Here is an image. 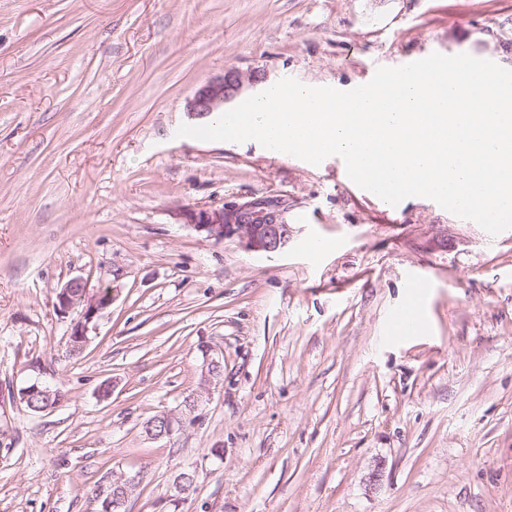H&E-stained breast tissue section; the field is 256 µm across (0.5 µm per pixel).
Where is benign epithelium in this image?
Returning a JSON list of instances; mask_svg holds the SVG:
<instances>
[{"instance_id":"1","label":"benign epithelium","mask_w":512,"mask_h":512,"mask_svg":"<svg viewBox=\"0 0 512 512\" xmlns=\"http://www.w3.org/2000/svg\"><path fill=\"white\" fill-rule=\"evenodd\" d=\"M260 80L257 74L244 78L236 71H228L200 87L188 103L189 114L197 118L210 117L224 111V106L238 97L246 84ZM283 201L274 196L255 197L244 203L226 202L212 209L183 211L188 225L198 231H204L209 237L221 241L234 236L249 250L275 253L283 250L294 236V228L286 222ZM84 304L82 320L76 322L71 330L75 341L69 344L72 355L81 353L87 342L88 325L99 310L112 303V292H99L93 298L86 297V285L80 279L66 283L57 296V307L65 312L75 305ZM175 420L168 414L158 415L145 423L143 433L151 440L172 435ZM134 476H112L109 483L102 487L103 493H112V508L125 507L132 491L137 487Z\"/></svg>"}]
</instances>
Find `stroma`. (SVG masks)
<instances>
[{
	"label": "stroma",
	"instance_id": "obj_1",
	"mask_svg": "<svg viewBox=\"0 0 512 512\" xmlns=\"http://www.w3.org/2000/svg\"><path fill=\"white\" fill-rule=\"evenodd\" d=\"M433 52L512 69V0H0V512H100L113 472L128 512H512V229L176 134L227 71L348 88ZM269 194L296 230L275 254L181 216ZM74 278L113 296L77 356ZM34 381L64 399L30 412ZM175 420L169 414L158 415L143 426V433L148 439L157 440L172 435ZM109 482L112 484V509H122V512H125V509L123 508L125 507L132 491L136 489L138 485V479L136 476H115L112 474V478L108 479L106 485H103L102 487V485L99 484L92 490L95 498H100L101 487L103 490V495L108 493Z\"/></svg>",
	"mask_w": 512,
	"mask_h": 512
}]
</instances>
